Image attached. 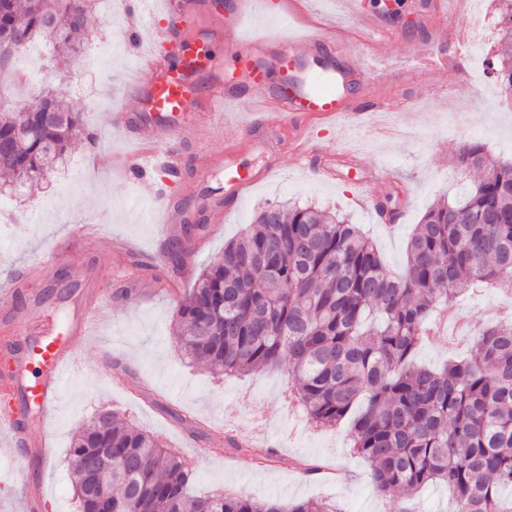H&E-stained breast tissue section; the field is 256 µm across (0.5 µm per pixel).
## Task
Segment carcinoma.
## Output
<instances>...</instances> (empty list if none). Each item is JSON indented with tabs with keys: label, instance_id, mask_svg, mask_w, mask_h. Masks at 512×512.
Instances as JSON below:
<instances>
[{
	"label": "carcinoma",
	"instance_id": "cac0c4a2",
	"mask_svg": "<svg viewBox=\"0 0 512 512\" xmlns=\"http://www.w3.org/2000/svg\"><path fill=\"white\" fill-rule=\"evenodd\" d=\"M91 0H0V69L48 39L67 56L88 28ZM498 68L512 86V0H499ZM84 135L78 114L48 93L0 112V173L39 184ZM457 162L480 172L459 198L426 210L387 270L359 227L332 212L264 209L224 253L204 266L176 307L184 355L226 375L288 360L291 397L317 427L352 418L353 450L374 488L400 493L396 512H416L429 484L448 492L451 512H512V314L473 336L470 356L440 369L416 362L437 313L462 292L512 282V162L479 142ZM191 435L193 414L152 399ZM228 447L255 464L256 448ZM81 512H342L329 500L256 501L242 494L192 496V471L144 430L114 413L73 437L68 460Z\"/></svg>",
	"mask_w": 512,
	"mask_h": 512
}]
</instances>
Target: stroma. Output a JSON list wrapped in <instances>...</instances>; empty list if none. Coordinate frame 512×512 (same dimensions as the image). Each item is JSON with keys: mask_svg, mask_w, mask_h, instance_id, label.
I'll list each match as a JSON object with an SVG mask.
<instances>
[{"mask_svg": "<svg viewBox=\"0 0 512 512\" xmlns=\"http://www.w3.org/2000/svg\"><path fill=\"white\" fill-rule=\"evenodd\" d=\"M196 2L197 25L191 34L208 40L219 58L229 46L215 20L220 11H240L238 34L244 39L261 31L274 37L287 30L307 31L322 19L353 25L343 0H295L275 21L258 11L253 0L242 5L224 0L220 10L213 0ZM415 2L395 0L390 6L386 0H367L390 36L372 44L358 38L350 59L352 66L382 76L379 90L391 104L384 120L397 122L408 138H383L372 123L351 127L339 119H314L317 161L282 154L275 174L231 202L224 197V156L250 122L248 98L225 112L223 132L171 146L148 140L138 144L121 127L122 115L137 112L122 93L139 76L136 55L149 34H127L126 14L94 24L69 65L46 66L45 58L52 55L48 48L32 60L41 82L22 90L21 98L52 93L78 113L94 139L76 142L66 164L34 191L6 195L8 203L0 212V227L7 231L6 242L0 243V287L21 282L27 301L20 306L0 297V381L9 373L4 338L12 319L28 316L39 334L65 328L90 304L105 305L108 315L88 335L73 340L68 382L49 423L50 464L41 469L0 454V512H24L25 498L17 486L25 478L41 490V512H77L67 463L71 439L102 410L178 454L192 472V495L241 493L284 503L318 498L335 501L344 512H393V497L374 490L368 462L353 454L347 427L316 430L303 413L294 412L287 367L244 377L212 373L184 356L172 322L179 297L193 288L201 268L265 208L296 202L336 212L362 225L393 272L403 265L406 238L430 205L454 199L470 182V175L455 165L463 143L480 142L492 156L512 160V99L502 94L493 72H484L480 84L469 82L471 62L493 61L497 30L474 37L464 48L465 61H457L454 48L437 40ZM171 150L178 158L176 177L162 163ZM131 154L146 167L149 181L166 186V197L146 196L135 181L97 162L102 155L121 160ZM375 167L394 174L391 183L366 187L376 200L392 196L404 212L403 221L392 227L355 200L362 170ZM172 204L201 218L206 228L183 255L176 287L165 290L155 287L152 273L172 267L168 245L181 226L162 222ZM82 224L98 225L95 240L78 236ZM503 303H512L510 286L463 294L442 317L465 316L476 325L481 308ZM153 394L203 421L206 439L191 436L155 408L149 401ZM231 437L266 447L271 460L256 466L226 452ZM301 460L326 469L304 474L297 466Z\"/></svg>", "mask_w": 512, "mask_h": 512, "instance_id": "35a3bbf8", "label": "stroma"}]
</instances>
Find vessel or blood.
<instances>
[{
  "label": "vessel or blood",
  "mask_w": 512,
  "mask_h": 512,
  "mask_svg": "<svg viewBox=\"0 0 512 512\" xmlns=\"http://www.w3.org/2000/svg\"><path fill=\"white\" fill-rule=\"evenodd\" d=\"M359 28L367 34L382 31L380 18L367 10L364 0H346ZM464 9L449 11L445 0H436L434 17L441 35L449 45L461 46L466 42L462 20ZM196 23L194 0H179L166 18L153 15L140 17L138 24L150 32L156 51L138 57L143 72L141 80L132 87L139 117L125 126L130 136L150 133L153 137L170 142L177 139L197 138L218 130L216 110L220 106L248 97L256 108L251 133L240 146L227 150L224 158V193L237 197L239 192L258 181L260 174L277 171L276 157H269L263 173L237 164L235 156L259 148L257 133L267 131V111L273 110L283 118L282 145L292 153L305 154L310 146L309 125L314 117L341 118L349 123L363 122L366 118L387 111L382 97L370 94L357 99L349 96L351 87H368L372 81L366 74L349 65L325 67L310 71L308 60L320 57L326 41H333L337 53L349 50L347 29H339L332 36H315L301 41L286 36L276 38L256 35L230 47L226 60L227 71L233 80H224L216 69L215 61L205 42L190 36ZM278 74V89H271L270 76ZM196 109L202 114L201 122L193 126L180 123L182 112ZM72 352L69 339L46 336L30 343L29 353L15 362L14 377L0 386L9 398L0 404V427L10 433L7 451L24 453L29 436L18 428L19 411L12 404L14 396H25L42 409L52 408L65 382V365ZM41 369L39 379L31 385L23 380L30 364Z\"/></svg>",
  "instance_id": "1"
}]
</instances>
